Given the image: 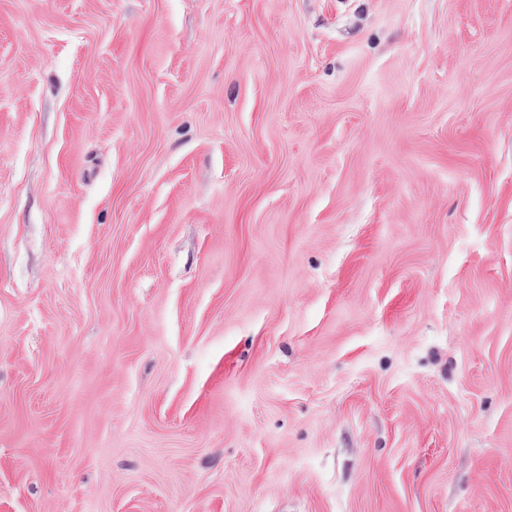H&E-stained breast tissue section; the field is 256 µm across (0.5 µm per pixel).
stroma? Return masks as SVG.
I'll return each mask as SVG.
<instances>
[{
  "instance_id": "stroma-1",
  "label": "stroma",
  "mask_w": 512,
  "mask_h": 512,
  "mask_svg": "<svg viewBox=\"0 0 512 512\" xmlns=\"http://www.w3.org/2000/svg\"><path fill=\"white\" fill-rule=\"evenodd\" d=\"M0 512H512V0H0Z\"/></svg>"
}]
</instances>
